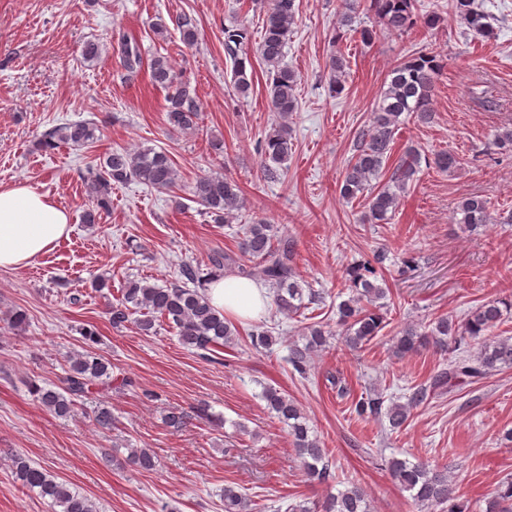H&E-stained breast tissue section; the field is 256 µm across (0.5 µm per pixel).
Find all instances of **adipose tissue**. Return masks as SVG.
<instances>
[{
	"mask_svg": "<svg viewBox=\"0 0 512 512\" xmlns=\"http://www.w3.org/2000/svg\"><path fill=\"white\" fill-rule=\"evenodd\" d=\"M71 230L68 212L50 197L21 184L0 186L1 269L28 267ZM207 295L215 307L242 318L258 317L268 302L266 287L237 276L213 280Z\"/></svg>",
	"mask_w": 512,
	"mask_h": 512,
	"instance_id": "1",
	"label": "adipose tissue"
}]
</instances>
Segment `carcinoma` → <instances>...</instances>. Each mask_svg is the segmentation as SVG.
Wrapping results in <instances>:
<instances>
[{
    "mask_svg": "<svg viewBox=\"0 0 512 512\" xmlns=\"http://www.w3.org/2000/svg\"><path fill=\"white\" fill-rule=\"evenodd\" d=\"M450 7L461 18L467 31L484 38L495 35L494 17L484 9L481 0H450ZM360 9L375 19V25L358 29L364 43L374 40L379 26L389 33L404 34L420 20L428 27H435L440 21L436 13L421 18L417 0H365L363 3L360 0H343L341 26L352 27ZM295 17V0H271L257 46L258 56L267 67L268 105L279 118V122L260 141L264 175L270 179L280 176L292 154L288 116L298 104L297 76L284 63V58L288 33ZM152 29L163 40L174 29L183 44L193 46L198 41L195 20L186 14L172 17L168 22L159 18L152 24ZM250 42L251 33L245 27L224 30V50L232 61V84L243 98L252 91V74L248 73V67L252 66L248 55ZM117 52L129 74L141 71L143 53L136 36L128 32L118 33ZM441 68L442 62L436 56L424 53L401 62L390 71L371 124L356 133L353 155L340 184L342 198H357L369 190L372 180L383 173L391 159L395 130L402 115L420 124L433 122V95ZM328 70L330 82L336 92H341L344 88V57L331 56ZM149 71L153 84L168 90L166 119L169 128L179 134L198 131L199 103L177 81L168 58L159 54L154 56ZM96 130L97 125L91 121L59 123L42 132L38 146L46 152L62 145L85 147L94 143ZM420 163L419 150L408 148L394 165L388 181L370 190V219L376 222L389 219V215L398 208L409 183L414 181ZM428 164L448 172L458 166V157L452 151L442 150L435 153ZM84 180L93 204L85 215V221L92 224L97 213L111 208L112 188L135 181L152 189L169 190L176 186L178 172L166 150L146 147L133 152L116 150L104 156L99 164L88 169ZM192 194L218 223H232L246 207L240 186L221 174L196 180ZM458 214V223L474 228L490 220L488 203L478 196L463 198L458 205ZM241 231L243 236L237 258L216 251L209 256L205 270L199 266L183 265L180 271L183 281L179 283L164 286L147 281L129 283L120 302L111 307L112 326H122L139 312L142 318L138 319V326L144 333L151 332L156 320L161 318L176 330L184 347L214 352L231 342L238 331L227 321L224 312L211 304L207 285L223 276L225 268L230 265L237 268V275L251 276L246 262L253 260L258 262L263 280L272 289L273 303L279 312L288 316L299 314L304 308L305 291L308 292V303L319 301V294L311 288L304 289L298 280L296 242L292 237L277 234L274 225L264 222L244 224ZM383 258L384 253L379 252L371 259L355 262L347 271L346 283L351 295L338 304V315L345 327V343L351 349L362 347L382 329L383 317L377 302L386 297L387 289L378 284L377 265L383 262ZM509 316H512V299H495L476 307L459 323L442 315L434 321L431 330L424 333L413 325L402 328L393 337V351L398 356L430 344L449 349L461 345L466 338L481 337L483 342L478 352L459 354L449 360L448 367L434 374L429 384L410 388L406 402H392L386 406L381 394H371L355 402L354 412L360 417L382 413L392 429H400L408 422L413 410L423 405L429 396L449 392L504 368H512V337L491 336L492 330ZM302 330L306 343L293 345L290 363L294 372L304 376L310 370L312 354L327 343L328 336L320 322L306 323ZM249 339L251 345L268 349L277 342L272 331L261 326L249 333ZM107 376L108 367L101 358L77 355L68 362L61 390L36 386L34 393L48 412L57 418L67 419L73 415L77 403L91 393L95 382ZM262 398L279 421L288 427V435L301 459L307 480L317 484L332 480L327 450L317 437L310 436L298 403L272 386L264 388ZM93 419L100 428L112 429V411L105 404L93 408ZM128 457L132 464L143 470L156 467L154 454L148 448H132ZM10 461L16 479L23 487L50 500L53 512H97L96 504L90 498L71 489L67 482L57 480L42 466L30 464L19 454L11 456ZM388 471L397 486L428 512L444 505L448 506V512H470L469 506L458 501L456 484L448 474V468L424 461L393 458L388 462ZM220 499L224 512H248L247 498L234 486L224 487ZM286 512H372V509L364 490L353 483L329 494L318 504L310 507L304 502H296L287 506ZM485 512H512V479L501 482L489 493Z\"/></svg>",
    "mask_w": 512,
    "mask_h": 512,
    "instance_id": "carcinoma-1",
    "label": "carcinoma"
}]
</instances>
